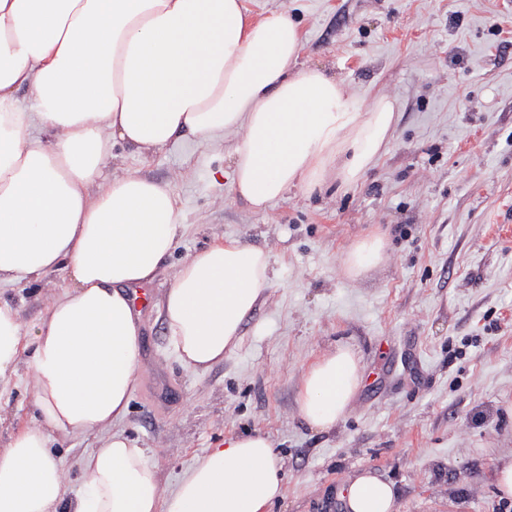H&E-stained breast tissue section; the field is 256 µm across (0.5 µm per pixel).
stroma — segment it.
<instances>
[{
  "label": "stroma",
  "instance_id": "stroma-1",
  "mask_svg": "<svg viewBox=\"0 0 512 512\" xmlns=\"http://www.w3.org/2000/svg\"><path fill=\"white\" fill-rule=\"evenodd\" d=\"M254 18L285 10L299 24L300 65L320 67L363 105L395 104L384 153L354 185L328 172L262 210L227 173L233 138L179 139L142 155L112 147L108 170L171 182L184 231L152 284L140 326L142 370L119 427L163 479L224 438L259 432L284 461L274 512H340L336 492L368 468L392 481L396 512H512L495 488L512 451V0H245ZM387 243L353 278L359 240ZM262 247L274 286L243 342L206 372L168 346L171 273L220 238ZM65 271L0 290L33 328ZM345 345L364 382L329 431L298 412L304 373ZM27 354L0 392V448L36 415Z\"/></svg>",
  "mask_w": 512,
  "mask_h": 512
}]
</instances>
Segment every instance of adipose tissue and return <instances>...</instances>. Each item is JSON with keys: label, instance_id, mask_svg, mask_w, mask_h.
<instances>
[{"label": "adipose tissue", "instance_id": "obj_1", "mask_svg": "<svg viewBox=\"0 0 512 512\" xmlns=\"http://www.w3.org/2000/svg\"><path fill=\"white\" fill-rule=\"evenodd\" d=\"M301 49L288 12L253 20L242 0H0V288L68 277L29 332L0 297V386L31 346L39 411L0 449V512H269L281 499L283 461L262 434L225 438L170 485L117 430L142 366L126 290L157 277L183 225L170 184L103 171L116 140L143 154L233 135V186L253 209L322 186L332 169L355 184L388 144L394 103L361 110L335 77L300 66ZM272 285L265 251L232 239L181 264L164 297L179 364L222 363ZM361 381L350 348L323 355L303 377L301 418L334 428ZM91 433L101 445L66 497L52 448ZM339 498L345 512H395L393 484L369 469Z\"/></svg>", "mask_w": 512, "mask_h": 512}]
</instances>
